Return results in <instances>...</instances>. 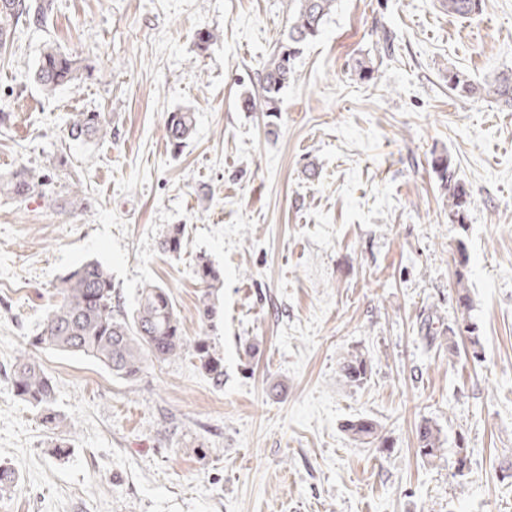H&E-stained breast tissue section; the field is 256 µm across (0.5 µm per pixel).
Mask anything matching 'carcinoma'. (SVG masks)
Wrapping results in <instances>:
<instances>
[{
  "instance_id": "obj_1",
  "label": "carcinoma",
  "mask_w": 512,
  "mask_h": 512,
  "mask_svg": "<svg viewBox=\"0 0 512 512\" xmlns=\"http://www.w3.org/2000/svg\"><path fill=\"white\" fill-rule=\"evenodd\" d=\"M287 39L280 41L268 63L258 74L255 89L239 98L246 112L257 109L268 118V133L276 132L281 112V93L293 79L295 60L302 46L317 38L327 18L336 10L337 0H296ZM448 14L471 18L481 14L483 0H441ZM55 0H0V43L15 33L19 24L40 25L54 10ZM91 76V66L79 58L53 47L41 55L34 71L35 81L48 93L81 78ZM448 88L457 96L493 102L512 110V69L502 70L482 80L448 70ZM108 115L104 112H74L68 123V135L78 139H96L107 133ZM195 128L194 114L178 111L169 114L166 136L178 149L191 137ZM448 182V217L453 224L465 227L470 206V193L465 184L448 174V157L433 160ZM44 183L34 171L20 167L8 176L0 177V193L25 200L34 194H44ZM187 245L186 229L175 224L160 241L163 252L178 255ZM196 276L202 288L199 319L203 335L187 343L181 321L169 291L154 283L141 288L132 317L127 318L113 301L114 287L108 268L91 260L71 269L60 278L56 290L58 300L45 313L41 333L31 345L61 352H79L90 356L112 375L122 379L138 376L147 363L164 362L179 356L191 347L199 368L212 383L224 384V358L212 347L209 328L213 327L215 307L213 297L224 288V276L208 259L201 257L196 264ZM457 305L462 312L470 311L472 300L466 286V273H456ZM337 373L350 387L367 382L370 363L364 354L349 352L337 363ZM13 385L17 395L37 409L45 423L58 425L54 411L55 383L35 360L22 355L16 359ZM345 431L363 443L375 438L377 423L370 418H357L345 424ZM417 452L428 463L442 455L440 430L425 420L417 428Z\"/></svg>"
}]
</instances>
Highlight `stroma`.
<instances>
[{
    "instance_id": "1",
    "label": "stroma",
    "mask_w": 512,
    "mask_h": 512,
    "mask_svg": "<svg viewBox=\"0 0 512 512\" xmlns=\"http://www.w3.org/2000/svg\"><path fill=\"white\" fill-rule=\"evenodd\" d=\"M294 7L56 0L0 50V174L53 177L45 196L0 195V464L18 476L0 512H512V111L448 88L452 68L476 80L512 69V0L472 18L439 0H338L270 135L238 99ZM202 29L217 35L203 51ZM50 45L91 77L44 92L32 75ZM180 109L196 130L176 152L165 122ZM83 111L109 114L106 136L68 137ZM441 155L471 194L463 227L448 219ZM77 183L84 210L63 204ZM174 224L187 236L177 257L159 245ZM201 255L224 272L208 333L223 387L188 351L125 380L31 347L59 278L89 260L125 313L145 283L166 287L194 340ZM353 350L371 363L358 388L337 374ZM25 352L55 381L58 428L14 390ZM359 417L379 423L378 440L344 432ZM424 420L443 441L431 464L417 453Z\"/></svg>"
}]
</instances>
